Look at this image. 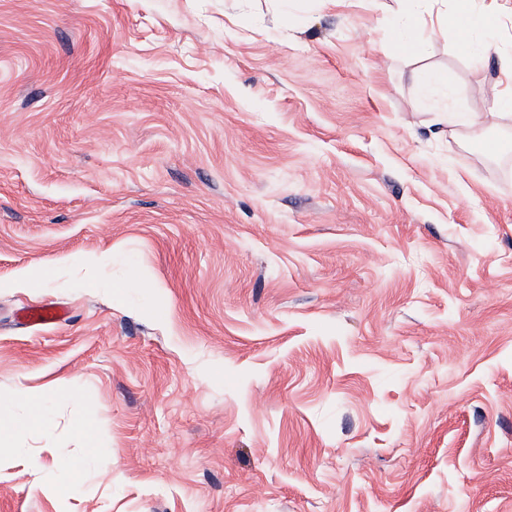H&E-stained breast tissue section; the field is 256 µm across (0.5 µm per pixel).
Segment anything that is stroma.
I'll use <instances>...</instances> for the list:
<instances>
[{"instance_id": "obj_1", "label": "stroma", "mask_w": 512, "mask_h": 512, "mask_svg": "<svg viewBox=\"0 0 512 512\" xmlns=\"http://www.w3.org/2000/svg\"><path fill=\"white\" fill-rule=\"evenodd\" d=\"M399 9L0 0V512H512V15ZM461 3L460 9L452 25H448L447 20L438 19V24L442 34L457 43L461 48L473 51L477 48L471 39V35L476 30H486L488 27L489 13H478L471 6L470 0L458 1ZM417 85L423 100L434 106L437 112L448 114V123L470 122L468 115L461 116L453 107H448V99L452 98V92L448 88V81L438 72L425 70L417 75ZM53 399L49 390L26 387L14 390L7 397L0 395V447L14 448L30 431L46 430L49 427L47 407ZM17 404L23 406L21 412L15 410Z\"/></svg>"}]
</instances>
